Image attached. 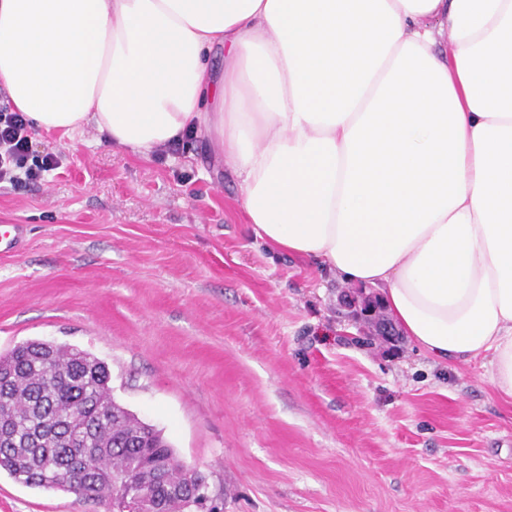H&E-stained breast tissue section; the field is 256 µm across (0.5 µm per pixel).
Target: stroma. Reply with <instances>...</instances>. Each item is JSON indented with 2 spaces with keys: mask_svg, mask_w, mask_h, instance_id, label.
I'll return each mask as SVG.
<instances>
[{
  "mask_svg": "<svg viewBox=\"0 0 512 512\" xmlns=\"http://www.w3.org/2000/svg\"><path fill=\"white\" fill-rule=\"evenodd\" d=\"M0 184V354L41 340L103 361L114 400L208 480L217 512H512V403L487 362L354 334L347 283L259 239L212 136L147 158L94 127ZM0 512H105L0 472Z\"/></svg>",
  "mask_w": 512,
  "mask_h": 512,
  "instance_id": "stroma-1",
  "label": "stroma"
}]
</instances>
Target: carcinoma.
Masks as SVG:
<instances>
[{"instance_id":"1","label":"carcinoma","mask_w":512,"mask_h":512,"mask_svg":"<svg viewBox=\"0 0 512 512\" xmlns=\"http://www.w3.org/2000/svg\"><path fill=\"white\" fill-rule=\"evenodd\" d=\"M106 364L27 341L0 355V471L72 491L107 512H192L202 473L182 470L163 435L118 404Z\"/></svg>"}]
</instances>
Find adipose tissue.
Returning <instances> with one entry per match:
<instances>
[{"label": "adipose tissue", "mask_w": 512, "mask_h": 512, "mask_svg": "<svg viewBox=\"0 0 512 512\" xmlns=\"http://www.w3.org/2000/svg\"><path fill=\"white\" fill-rule=\"evenodd\" d=\"M0 85L143 157L213 136L256 236L512 402V0H0Z\"/></svg>", "instance_id": "ef3b65f1"}]
</instances>
